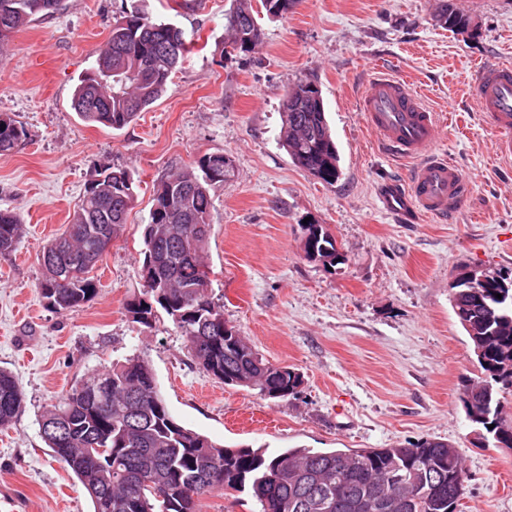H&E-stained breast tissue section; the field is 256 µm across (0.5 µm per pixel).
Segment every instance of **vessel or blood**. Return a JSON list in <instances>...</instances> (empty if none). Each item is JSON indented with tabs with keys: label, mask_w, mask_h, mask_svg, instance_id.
<instances>
[{
	"label": "vessel or blood",
	"mask_w": 512,
	"mask_h": 512,
	"mask_svg": "<svg viewBox=\"0 0 512 512\" xmlns=\"http://www.w3.org/2000/svg\"><path fill=\"white\" fill-rule=\"evenodd\" d=\"M472 95L482 123L496 134L497 155L511 161L512 63L483 64L476 72ZM359 110L384 151L417 161L405 185L385 192L384 200L391 209L410 210L441 222L463 209L470 183L457 166L434 155L443 123L407 83L381 71L367 84Z\"/></svg>",
	"instance_id": "b4317fda"
}]
</instances>
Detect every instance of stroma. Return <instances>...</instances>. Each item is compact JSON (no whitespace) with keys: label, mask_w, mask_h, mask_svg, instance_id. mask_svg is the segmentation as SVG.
<instances>
[{"label":"stroma","mask_w":512,"mask_h":512,"mask_svg":"<svg viewBox=\"0 0 512 512\" xmlns=\"http://www.w3.org/2000/svg\"><path fill=\"white\" fill-rule=\"evenodd\" d=\"M453 3L469 20L464 30L438 22L442 0H298L285 18L259 15L261 45L236 56L225 52L232 0H63L0 45V113L26 131L0 157V208L24 226L0 255V368L23 394L15 423L0 430V512H91L39 419L89 373L136 354L175 419L217 443L275 454L444 440L467 470L462 512H512V448L488 445L460 400L478 370L451 305L463 269L512 272V163L496 157L471 99L477 67L512 58V0ZM132 10L180 28L192 51L135 121L86 124L72 108L74 87ZM379 67L447 116L434 151L471 182L452 222L382 204L414 162L384 152L357 109ZM306 80L322 93L340 152L333 185L295 166L279 140L285 95ZM213 153L231 157L234 176L211 192L210 292L259 354L301 375L285 398L224 385L165 313L143 330L125 311L144 291L155 185ZM108 166L133 174V208L92 272L96 296L56 312L40 294V254ZM307 218L344 254L335 270L306 258Z\"/></svg>","instance_id":"obj_1"}]
</instances>
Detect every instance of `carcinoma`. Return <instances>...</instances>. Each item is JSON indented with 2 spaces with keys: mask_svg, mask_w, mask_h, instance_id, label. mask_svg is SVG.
I'll use <instances>...</instances> for the list:
<instances>
[{
  "mask_svg": "<svg viewBox=\"0 0 512 512\" xmlns=\"http://www.w3.org/2000/svg\"><path fill=\"white\" fill-rule=\"evenodd\" d=\"M265 14L284 18L296 0H259ZM60 0H0V42L38 15L54 13ZM449 28L466 18L445 0L438 14ZM231 45L250 53L262 41L252 0H235L227 18ZM191 43L170 23L137 11L112 25L94 71L79 79L72 107L91 125L121 129L150 108L167 90ZM25 135L0 116V156ZM280 141L294 164L321 182L341 176L340 156L326 118L323 98L312 82L297 84L283 102ZM175 171L157 186L145 227L142 296L126 306L133 322L152 327L154 305L177 326L197 363L228 386L258 391L267 398L296 392L302 379L288 366L270 363L224 320L223 306L209 294L204 252L210 238L211 190L233 172L211 166ZM135 181L124 169L105 167L87 185L69 224L43 247L39 284L47 305L68 311L96 294L89 277L127 224ZM19 217L0 209V254L11 252L22 234ZM307 259L334 268L345 262L336 241L320 224H304ZM452 307L467 332L482 378L464 386L462 402L472 424L512 448V421L503 416L501 392L512 390V273H462L452 285ZM501 297H496V294ZM23 403L12 373L0 370V429L11 427ZM60 425L61 435L41 437L64 461L88 494L93 512H201V499L215 491L246 488L260 512H460L467 475L459 449L441 440L409 448L320 451L286 448L268 455L261 448H231L179 424L157 388L148 362L133 356L95 371L41 416ZM494 428H489V425ZM386 501L369 509L370 497Z\"/></svg>",
  "mask_w": 512,
  "mask_h": 512,
  "instance_id": "obj_1",
  "label": "carcinoma"
}]
</instances>
